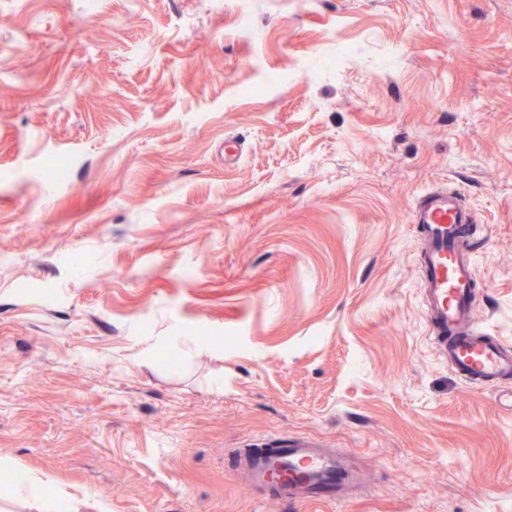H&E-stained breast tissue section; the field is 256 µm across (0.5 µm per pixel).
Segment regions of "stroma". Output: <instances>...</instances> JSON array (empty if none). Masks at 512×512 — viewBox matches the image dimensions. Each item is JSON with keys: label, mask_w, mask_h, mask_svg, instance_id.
Here are the masks:
<instances>
[{"label": "stroma", "mask_w": 512, "mask_h": 512, "mask_svg": "<svg viewBox=\"0 0 512 512\" xmlns=\"http://www.w3.org/2000/svg\"><path fill=\"white\" fill-rule=\"evenodd\" d=\"M442 186L512 345V0H0V500L512 512V379L465 384L420 305ZM293 436L363 489L246 493L236 449ZM14 492L16 500L36 505L42 500L40 485L23 473H15Z\"/></svg>", "instance_id": "1"}]
</instances>
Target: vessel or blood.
I'll return each mask as SVG.
<instances>
[{
	"label": "vessel or blood",
	"instance_id": "1",
	"mask_svg": "<svg viewBox=\"0 0 512 512\" xmlns=\"http://www.w3.org/2000/svg\"><path fill=\"white\" fill-rule=\"evenodd\" d=\"M411 221L419 231L420 302L436 353L473 387L512 377V346L487 335L472 316L478 294L467 245L474 211L453 192L431 190L414 204ZM237 461L249 492L288 504L343 502L362 481L339 450L304 436L268 440Z\"/></svg>",
	"mask_w": 512,
	"mask_h": 512
}]
</instances>
